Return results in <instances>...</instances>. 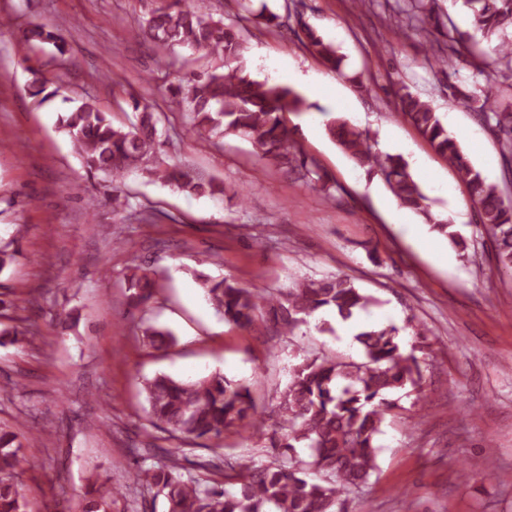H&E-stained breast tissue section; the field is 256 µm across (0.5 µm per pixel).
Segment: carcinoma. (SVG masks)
Here are the masks:
<instances>
[{"mask_svg":"<svg viewBox=\"0 0 512 512\" xmlns=\"http://www.w3.org/2000/svg\"><path fill=\"white\" fill-rule=\"evenodd\" d=\"M472 16L474 24L488 40H500L497 54L512 68V0H453ZM412 26L426 22L423 0H405ZM146 35L155 47L162 66L169 65L168 51L175 45L191 49L201 58L224 60L227 71L192 70L171 89L178 106L191 115L200 135L234 132L252 143L265 158L292 164L295 153L289 145L290 132L283 114L298 112L302 97L293 89L259 81L244 74L241 34L198 14L186 0H158L142 19ZM22 39L37 51L48 44L62 54L59 33L42 24L21 30ZM307 47L325 64L341 72L342 57L336 47L313 31H306ZM438 59L474 55L475 46L462 33L448 36V45L438 48ZM461 99L478 111L496 132L503 153L512 155V106L498 105L493 88L480 92L458 91ZM400 112L448 159L467 185L476 204L477 224L493 239L501 266L512 270V208L504 206L497 185L487 180L467 155L448 136L439 113L431 105L402 86L397 91ZM135 121L126 128L112 124L108 113L85 98L61 118L62 128L81 153L88 174L112 176V208L125 205L115 182L135 171L145 170L160 181L191 195H224V183L204 180L178 167L157 164L162 146L157 135L154 107L133 100ZM326 131L369 176L380 175L401 205L421 215L431 230L445 236L462 254L468 241L455 225L435 215L427 198L400 155L381 154L369 135L350 126L346 119L333 117ZM18 227L12 239L0 245V270L12 262L11 246L22 237ZM202 288L224 320L238 327L251 326L257 315L266 312L278 333L292 332L320 309H329L348 320L367 309L374 299L357 288L345 274L315 281L307 280L281 294L261 293L242 288L229 279L199 278ZM158 283L147 273H133L126 279L129 303L146 304ZM151 345L164 348L174 341L172 332L151 325L143 329ZM398 329L369 326L355 334L363 361H341L315 357L298 366L288 385L280 391L274 413L283 433L270 438V447L289 450L304 445L311 450L305 461L280 453L267 464L227 461L223 454L199 462L204 470L224 468V486L207 479L182 478L177 459L168 458L141 469L135 484L156 496H163L167 512H338L342 496L367 482L376 468V439L385 415L395 407L390 396L410 387L418 392L419 412L427 409L423 391L424 370L412 352H404L397 342ZM143 390L151 420L189 440L219 442L230 428L249 433L261 423L262 412L247 385L214 372L195 381L158 375L144 381ZM21 444L17 435L0 427V512H27L19 492L17 461ZM308 470L333 477L327 485L303 477ZM83 512H112L118 490L93 480Z\"/></svg>","mask_w":512,"mask_h":512,"instance_id":"obj_1","label":"carcinoma"}]
</instances>
